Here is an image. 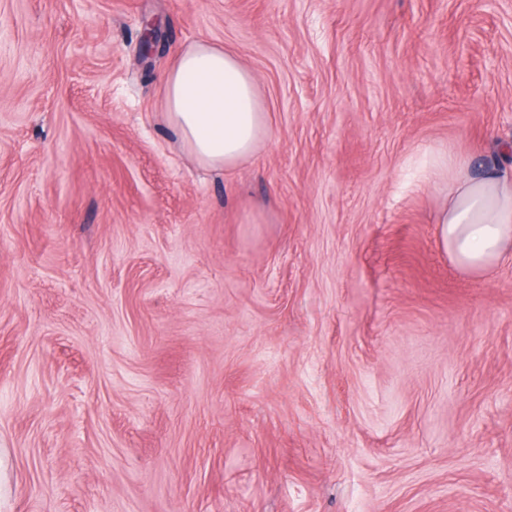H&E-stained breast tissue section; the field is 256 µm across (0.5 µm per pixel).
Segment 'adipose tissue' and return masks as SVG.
I'll return each mask as SVG.
<instances>
[{"mask_svg":"<svg viewBox=\"0 0 512 512\" xmlns=\"http://www.w3.org/2000/svg\"><path fill=\"white\" fill-rule=\"evenodd\" d=\"M161 93L168 125L205 167L236 166L269 132L254 73L208 41L178 53ZM445 173L454 192L435 219L442 246L460 267L488 270L512 255V173L494 164L476 177L462 159L442 154L429 176Z\"/></svg>","mask_w":512,"mask_h":512,"instance_id":"adipose-tissue-1","label":"adipose tissue"}]
</instances>
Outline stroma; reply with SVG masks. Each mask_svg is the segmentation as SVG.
<instances>
[{
	"mask_svg": "<svg viewBox=\"0 0 512 512\" xmlns=\"http://www.w3.org/2000/svg\"><path fill=\"white\" fill-rule=\"evenodd\" d=\"M199 40L269 114L229 169ZM507 144L512 0H0V512H512V257L425 181ZM161 93L168 125L205 167L236 166L268 135L256 77L224 47L205 40L185 47L169 68Z\"/></svg>",
	"mask_w": 512,
	"mask_h": 512,
	"instance_id": "1",
	"label": "stroma"
}]
</instances>
